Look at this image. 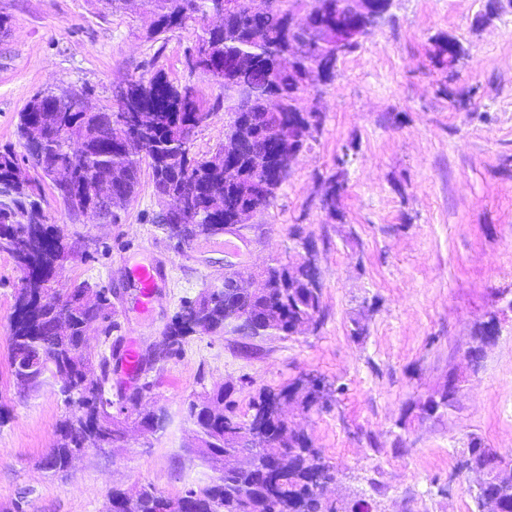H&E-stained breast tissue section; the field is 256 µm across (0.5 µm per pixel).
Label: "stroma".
<instances>
[{
    "instance_id": "1",
    "label": "stroma",
    "mask_w": 512,
    "mask_h": 512,
    "mask_svg": "<svg viewBox=\"0 0 512 512\" xmlns=\"http://www.w3.org/2000/svg\"><path fill=\"white\" fill-rule=\"evenodd\" d=\"M395 0L392 19L362 41L332 82L309 87L324 115L320 134L300 155L273 205L245 234L247 264L287 263L294 226L316 245L323 295L321 325L298 336L188 337L175 357L156 364L147 409L162 427L140 431L125 418L122 437L89 449L64 474L42 461L67 410L58 377L18 395L7 336L19 272L0 253V512H107L113 487L154 488L169 496L218 481L188 446L194 426L186 405L218 386H232L240 416L264 389L303 375L323 378L330 395L308 411L291 410L336 476L329 500L365 501L371 512H475L469 482L456 471L469 435L512 455V0ZM8 19L0 35V148L17 140L18 115L46 87L89 88L94 106L112 105V87L163 70L176 84L194 83L207 98L216 87L190 75L184 52L193 33L149 40L147 16L108 12L99 0H0ZM467 50L455 74L434 66L432 40ZM343 220L319 208L324 180L344 146ZM52 222L64 227L85 259L67 265L56 289L73 282L110 289L125 340L139 350L162 336L184 299L224 285L226 236L186 246L153 223L160 206L151 171L112 224L69 222L46 195ZM171 276L149 314L134 308L124 267L154 252ZM500 317L501 333L478 366L464 357L475 323ZM366 327L352 335L354 323ZM460 379L455 409L421 415L419 403Z\"/></svg>"
}]
</instances>
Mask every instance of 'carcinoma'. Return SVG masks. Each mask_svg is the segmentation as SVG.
Returning <instances> with one entry per match:
<instances>
[{"mask_svg":"<svg viewBox=\"0 0 512 512\" xmlns=\"http://www.w3.org/2000/svg\"><path fill=\"white\" fill-rule=\"evenodd\" d=\"M356 0H267L261 11L250 0H139L140 9L153 18L148 38L166 40L169 32L196 27L195 40L185 52L190 58L203 54L196 74L219 88L205 100L190 83L175 85L162 72L128 79V100L110 109L87 112L79 106L76 90L37 92L19 114L18 148L0 150V253L13 258L20 271V285L10 317L9 365L22 362L30 373H12L21 394L38 388L46 374L59 376L68 411L56 429V444L43 461L55 473L69 471L75 453L86 449L92 436L107 424L112 436L103 447H112L120 435L112 417V358L122 330L112 310L110 291L102 288L89 297L91 283L72 285L66 300L57 295L58 273L81 254L64 230L50 223L43 208V185L62 201L70 219L79 218L95 204L96 193L108 192L112 221L121 218L137 193L142 163L151 170L154 194L159 199L179 195L187 201L185 224L180 232L187 240L210 239L224 233V224L239 211L263 212L276 197L291 168L281 163L288 153L302 152L309 138L307 126L322 124L303 97V89L336 76L338 65L361 42L336 50V28L356 23ZM297 11L311 15L304 27H294ZM301 49L303 56L292 65L282 57ZM466 54L464 46L449 36L434 40L432 60L451 71ZM228 116L224 139L239 137L234 153L220 145L209 157L191 153L189 133L209 114ZM233 164L237 178L224 181V168ZM345 157L336 158V171L325 179L322 208L343 219L339 203L347 190ZM266 288L249 296L226 288L221 298H197L183 303L192 313H176L164 332L165 356L178 354L185 339L197 332L229 331L246 337L298 336L316 331L322 313V288L312 259L302 256L289 266L276 264L265 272ZM68 310L69 334L58 335L47 319L57 303ZM496 314L475 323L471 343L480 349L491 344ZM98 323L104 351L85 350L86 327ZM215 404L237 413L231 389L221 386L207 393ZM324 386L317 377H300L281 389H265L252 398L249 420L236 426L266 427L269 441L255 452L278 463L280 474L269 479L246 453L234 457L220 482L199 491L192 512H355L342 500L325 501L321 489L330 479V466L311 438L294 430L285 412L269 413L271 400L303 409L321 403ZM426 403L434 411L455 408L448 390ZM188 419L203 435L198 458L211 466L234 450L235 438L224 437V416L188 408ZM500 455L484 446L477 436L468 437L457 468L473 478L476 512H484L485 499L494 500L500 512H512V475L505 478L490 468ZM254 485L251 508L243 507L228 489L239 482ZM172 497L143 489L140 512H172Z\"/></svg>","mask_w":512,"mask_h":512,"instance_id":"1","label":"carcinoma"}]
</instances>
